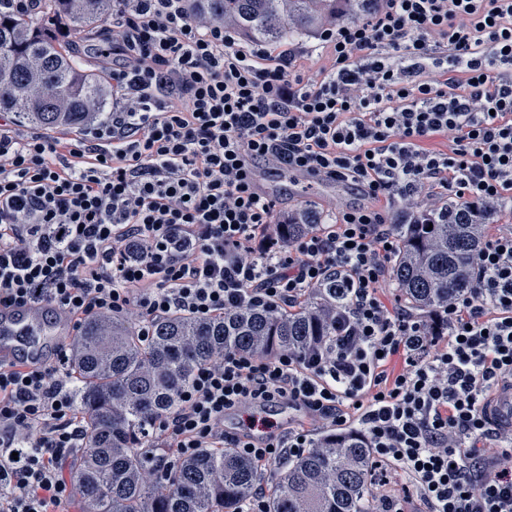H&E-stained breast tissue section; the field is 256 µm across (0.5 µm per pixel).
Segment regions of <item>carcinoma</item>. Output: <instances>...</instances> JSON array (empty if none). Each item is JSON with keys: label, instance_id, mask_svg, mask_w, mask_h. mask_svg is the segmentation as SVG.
I'll use <instances>...</instances> for the list:
<instances>
[{"label": "carcinoma", "instance_id": "carcinoma-1", "mask_svg": "<svg viewBox=\"0 0 512 512\" xmlns=\"http://www.w3.org/2000/svg\"><path fill=\"white\" fill-rule=\"evenodd\" d=\"M41 16L0 10V112L17 122L75 131L104 111L111 90L104 71L87 67L76 44L54 35L62 19L86 36L112 17V0H41ZM368 0H193L204 19L220 18L245 41L276 45L311 35L336 20L368 11ZM479 224H397L394 288L412 313L433 319L448 296L474 287L472 257ZM336 306V277L310 289L304 304L280 313L229 311L199 321L174 314L154 323L148 342L123 316L91 320L73 336L70 364L88 447L71 465L87 512H239L260 469L232 449L202 448L179 462L168 494L154 493L139 451L145 426L173 412L194 373L226 351L300 353L320 339L336 341L323 309ZM372 460L360 436L327 432L315 447L280 464L271 477L267 512H376Z\"/></svg>", "mask_w": 512, "mask_h": 512}]
</instances>
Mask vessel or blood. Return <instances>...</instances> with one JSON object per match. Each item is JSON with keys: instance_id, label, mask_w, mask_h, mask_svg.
Listing matches in <instances>:
<instances>
[{"instance_id": "1", "label": "vessel or blood", "mask_w": 512, "mask_h": 512, "mask_svg": "<svg viewBox=\"0 0 512 512\" xmlns=\"http://www.w3.org/2000/svg\"><path fill=\"white\" fill-rule=\"evenodd\" d=\"M68 326L61 313L48 319L26 307L0 309V363L22 367L41 358Z\"/></svg>"}]
</instances>
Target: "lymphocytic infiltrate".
Instances as JSON below:
<instances>
[{"mask_svg": "<svg viewBox=\"0 0 512 512\" xmlns=\"http://www.w3.org/2000/svg\"><path fill=\"white\" fill-rule=\"evenodd\" d=\"M100 37L112 107L78 136L22 133L0 114V307L64 312L75 327L285 310L335 275L336 341L271 356L229 351L199 368L146 430L156 494L202 448L267 467L314 447L321 427L365 441L379 512H512V228L483 225L475 286L433 323L380 293L398 224L495 204L512 211V0H374L312 39L325 57L272 55L191 0H112ZM332 180L358 205L281 211L263 171ZM277 224L308 232L281 240ZM61 348L0 364V512H66L87 443ZM285 404L298 426L224 427Z\"/></svg>", "mask_w": 512, "mask_h": 512, "instance_id": "1", "label": "lymphocytic infiltrate"}]
</instances>
